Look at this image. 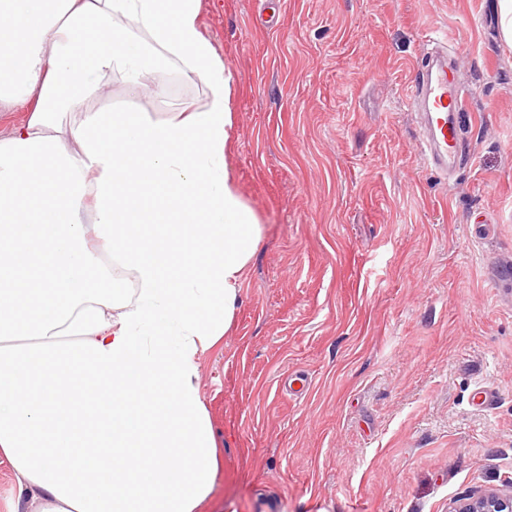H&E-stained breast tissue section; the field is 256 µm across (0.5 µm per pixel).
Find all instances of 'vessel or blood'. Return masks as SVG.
I'll use <instances>...</instances> for the list:
<instances>
[{
  "instance_id": "b4317fda",
  "label": "vessel or blood",
  "mask_w": 512,
  "mask_h": 512,
  "mask_svg": "<svg viewBox=\"0 0 512 512\" xmlns=\"http://www.w3.org/2000/svg\"><path fill=\"white\" fill-rule=\"evenodd\" d=\"M415 94L423 116L420 148L430 165L447 171L449 158L458 153L456 116L462 106L463 90L448 78V56L439 54L421 72Z\"/></svg>"
}]
</instances>
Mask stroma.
Returning a JSON list of instances; mask_svg holds the SVG:
<instances>
[{"label": "stroma", "instance_id": "obj_1", "mask_svg": "<svg viewBox=\"0 0 512 512\" xmlns=\"http://www.w3.org/2000/svg\"><path fill=\"white\" fill-rule=\"evenodd\" d=\"M234 81L228 152L264 232L198 386L220 467L197 512H449L512 485V52L498 0H201ZM447 38L464 161L409 106ZM90 111L206 108L174 67ZM494 399L478 404L480 388Z\"/></svg>", "mask_w": 512, "mask_h": 512}]
</instances>
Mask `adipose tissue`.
I'll use <instances>...</instances> for the list:
<instances>
[{
    "label": "adipose tissue",
    "instance_id": "1",
    "mask_svg": "<svg viewBox=\"0 0 512 512\" xmlns=\"http://www.w3.org/2000/svg\"><path fill=\"white\" fill-rule=\"evenodd\" d=\"M200 2L0 0V101L35 98L0 140V458L37 512H196L214 485L199 356L263 228L226 161L233 76ZM172 64L205 109L82 112L112 73L136 89Z\"/></svg>",
    "mask_w": 512,
    "mask_h": 512
}]
</instances>
